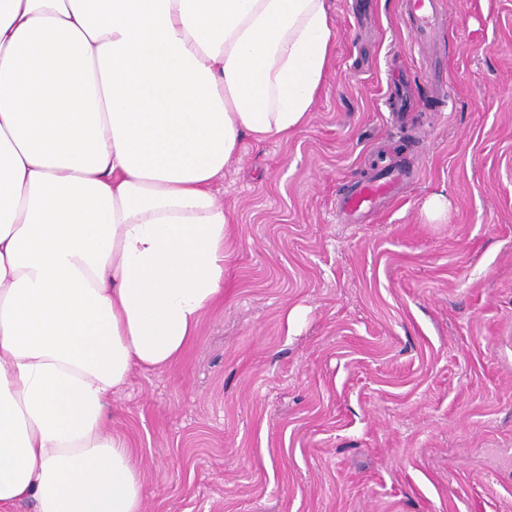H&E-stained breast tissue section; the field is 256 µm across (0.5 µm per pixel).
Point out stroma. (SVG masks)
I'll list each match as a JSON object with an SVG mask.
<instances>
[{
  "label": "stroma",
  "instance_id": "35a3bbf8",
  "mask_svg": "<svg viewBox=\"0 0 512 512\" xmlns=\"http://www.w3.org/2000/svg\"><path fill=\"white\" fill-rule=\"evenodd\" d=\"M442 2L432 73L401 0H329L310 121L225 167L224 301L112 402L144 512H512V0ZM388 151L412 180L340 222Z\"/></svg>",
  "mask_w": 512,
  "mask_h": 512
}]
</instances>
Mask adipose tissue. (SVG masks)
<instances>
[{"label":"adipose tissue","mask_w":512,"mask_h":512,"mask_svg":"<svg viewBox=\"0 0 512 512\" xmlns=\"http://www.w3.org/2000/svg\"><path fill=\"white\" fill-rule=\"evenodd\" d=\"M333 38L327 0H0V507L143 512L112 401L223 299L212 187Z\"/></svg>","instance_id":"obj_1"}]
</instances>
